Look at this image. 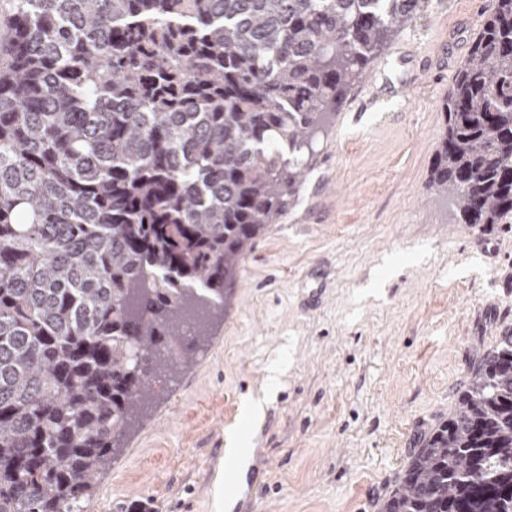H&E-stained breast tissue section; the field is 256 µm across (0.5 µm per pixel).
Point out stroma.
<instances>
[{
    "mask_svg": "<svg viewBox=\"0 0 512 512\" xmlns=\"http://www.w3.org/2000/svg\"><path fill=\"white\" fill-rule=\"evenodd\" d=\"M494 6L428 0L351 84L223 316L154 387L81 512H218L219 492L220 512H381L512 331V224L458 223L428 188L442 105ZM315 266L329 275L307 309ZM233 432L253 446L240 477L224 465Z\"/></svg>",
    "mask_w": 512,
    "mask_h": 512,
    "instance_id": "obj_1",
    "label": "stroma"
}]
</instances>
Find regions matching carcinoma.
<instances>
[{
    "instance_id": "obj_1",
    "label": "carcinoma",
    "mask_w": 512,
    "mask_h": 512,
    "mask_svg": "<svg viewBox=\"0 0 512 512\" xmlns=\"http://www.w3.org/2000/svg\"><path fill=\"white\" fill-rule=\"evenodd\" d=\"M0 44V512H79L224 310L346 89L425 0H12ZM429 189L512 222V0L444 104ZM382 512H512V335Z\"/></svg>"
}]
</instances>
